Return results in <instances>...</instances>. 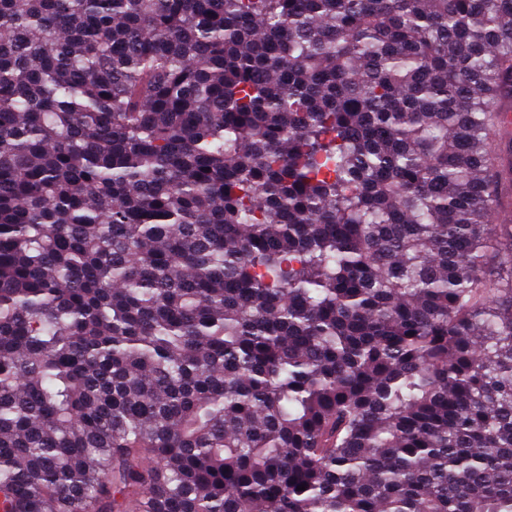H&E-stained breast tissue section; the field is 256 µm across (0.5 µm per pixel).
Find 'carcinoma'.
Segmentation results:
<instances>
[{"instance_id":"cac0c4a2","label":"carcinoma","mask_w":512,"mask_h":512,"mask_svg":"<svg viewBox=\"0 0 512 512\" xmlns=\"http://www.w3.org/2000/svg\"><path fill=\"white\" fill-rule=\"evenodd\" d=\"M509 112L512 0H0V512H512Z\"/></svg>"}]
</instances>
